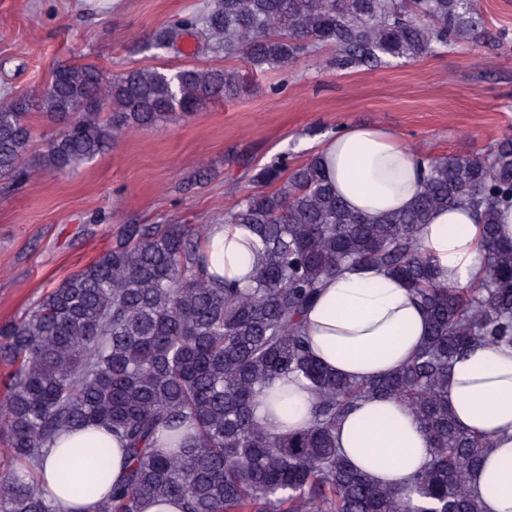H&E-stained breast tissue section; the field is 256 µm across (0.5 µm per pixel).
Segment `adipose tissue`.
Returning <instances> with one entry per match:
<instances>
[{"label":"adipose tissue","mask_w":512,"mask_h":512,"mask_svg":"<svg viewBox=\"0 0 512 512\" xmlns=\"http://www.w3.org/2000/svg\"><path fill=\"white\" fill-rule=\"evenodd\" d=\"M318 154L337 194L372 219L407 209L425 164L398 134L349 124L323 141ZM482 227L475 211L458 205L436 210L421 232L438 281L466 286L484 272ZM257 239L241 224H217L207 243L209 272L228 283H247L257 266ZM310 348L331 372L369 380L404 366L429 333V320L405 284L372 270H346L328 281L305 315ZM309 391L297 380L274 381L254 413L270 430L287 435L309 422ZM448 408L466 431L493 446L469 478L482 512H512V346H477L458 357L448 375ZM102 431L63 433L40 465L38 478L58 512H97L128 465L117 439L108 478L96 475ZM348 462L375 482L406 487L429 460V437L408 409L391 399L359 401L343 418L336 438ZM73 469L62 473L61 459Z\"/></svg>","instance_id":"obj_1"}]
</instances>
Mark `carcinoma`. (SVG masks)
I'll return each mask as SVG.
<instances>
[{"label":"carcinoma","instance_id":"obj_1","mask_svg":"<svg viewBox=\"0 0 512 512\" xmlns=\"http://www.w3.org/2000/svg\"><path fill=\"white\" fill-rule=\"evenodd\" d=\"M483 30L474 0H215L153 40L173 48L195 32L257 72L326 45L338 68L375 69L388 56L416 61ZM50 85L34 102L0 106L1 178L63 173L132 128L237 98L242 75L185 65L107 77L94 63H68ZM33 110L60 124L38 154ZM424 160L429 173L412 205L371 221L336 194L318 155L296 167L280 155L251 176L258 191L219 219L247 224L258 238L262 261L248 283L208 272L211 221L127 224L112 249L1 326L0 358L15 370L0 401V512H57L39 462L62 432L98 426L120 437L130 458L99 512H142L147 499L181 512H481L466 482L491 441L454 421L448 372L474 343L512 346V241L499 238L497 224L499 207L512 205V136L482 153ZM461 202L480 210L486 268L474 284L445 286L421 231L434 211ZM349 265L401 278L428 315L429 335L389 376L341 377L309 351L304 312ZM290 374L307 382L310 420L281 436L253 410ZM368 397L400 401L432 441L427 467L407 488L374 482L336 448L339 419Z\"/></svg>","mask_w":512,"mask_h":512}]
</instances>
